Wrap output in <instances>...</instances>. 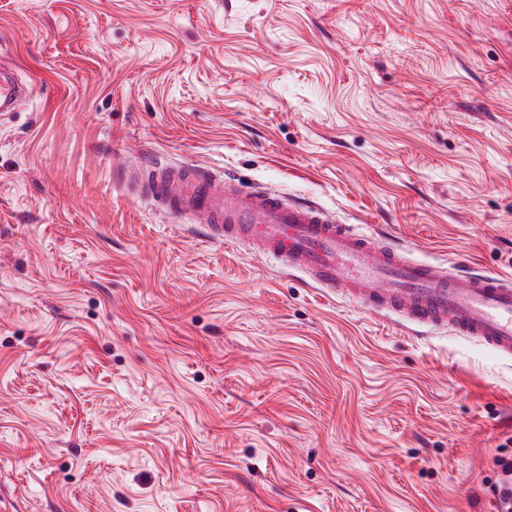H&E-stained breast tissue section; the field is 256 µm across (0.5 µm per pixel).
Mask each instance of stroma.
I'll use <instances>...</instances> for the list:
<instances>
[{"label": "stroma", "instance_id": "35a3bbf8", "mask_svg": "<svg viewBox=\"0 0 512 512\" xmlns=\"http://www.w3.org/2000/svg\"><path fill=\"white\" fill-rule=\"evenodd\" d=\"M0 512H495L512 361L133 191L203 165L512 274V0H0ZM34 86L23 82L13 66L0 69V112H16L32 97Z\"/></svg>", "mask_w": 512, "mask_h": 512}]
</instances>
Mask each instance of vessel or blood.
<instances>
[{"mask_svg":"<svg viewBox=\"0 0 512 512\" xmlns=\"http://www.w3.org/2000/svg\"><path fill=\"white\" fill-rule=\"evenodd\" d=\"M33 91L16 68H0V112L18 111ZM128 177L168 212L204 225L214 241L247 245L252 254L280 261L374 312L413 327H450L458 337L512 359L511 278L448 274L378 244L322 206L288 202L267 187L241 189L204 166L139 165Z\"/></svg>","mask_w":512,"mask_h":512,"instance_id":"obj_1","label":"vessel or blood"}]
</instances>
